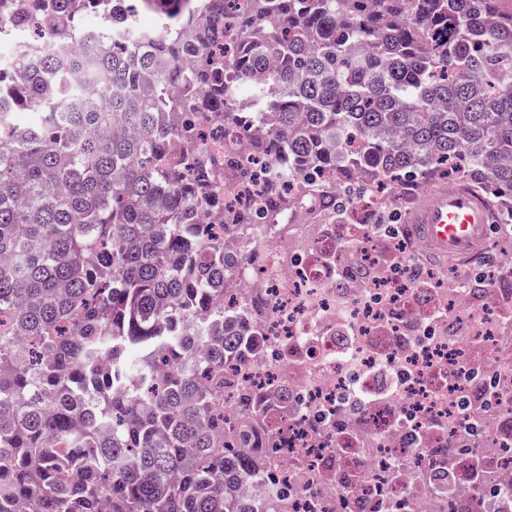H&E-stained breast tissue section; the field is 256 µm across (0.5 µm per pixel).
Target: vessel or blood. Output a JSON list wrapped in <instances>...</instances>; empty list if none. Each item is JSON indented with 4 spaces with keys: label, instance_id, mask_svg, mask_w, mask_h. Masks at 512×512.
Returning a JSON list of instances; mask_svg holds the SVG:
<instances>
[{
    "label": "vessel or blood",
    "instance_id": "b4317fda",
    "mask_svg": "<svg viewBox=\"0 0 512 512\" xmlns=\"http://www.w3.org/2000/svg\"><path fill=\"white\" fill-rule=\"evenodd\" d=\"M404 222L408 237L426 255L465 261L488 249L494 218L482 195L451 182L415 193Z\"/></svg>",
    "mask_w": 512,
    "mask_h": 512
}]
</instances>
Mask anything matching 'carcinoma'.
Wrapping results in <instances>:
<instances>
[{"mask_svg":"<svg viewBox=\"0 0 512 512\" xmlns=\"http://www.w3.org/2000/svg\"><path fill=\"white\" fill-rule=\"evenodd\" d=\"M127 2L133 23L115 29L122 0H0V512H280L286 468L266 499L240 493L268 478L288 424L224 376L260 358L264 303L236 266L265 248L259 225L297 210L287 179L328 225L381 176L404 195L460 180L512 238V14L498 0ZM205 112L266 125L250 143L266 176L228 210L221 182L255 173L207 149ZM205 209L252 233V252L226 254ZM346 260L345 278L372 276ZM226 290L246 314L217 304ZM358 415L309 420L346 443L326 472L343 490ZM493 415L511 444L512 410ZM479 437L426 449L440 495L459 471L491 485Z\"/></svg>","mask_w":512,"mask_h":512,"instance_id":"obj_1","label":"carcinoma"}]
</instances>
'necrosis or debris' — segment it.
<instances>
[{"label": "necrosis or debris", "instance_id": "necrosis-or-debris-1", "mask_svg": "<svg viewBox=\"0 0 512 512\" xmlns=\"http://www.w3.org/2000/svg\"><path fill=\"white\" fill-rule=\"evenodd\" d=\"M292 225L289 232L265 225L267 247L239 272L265 297L261 329L269 358L239 368L236 379L264 392L272 378L299 393L300 403L288 406V439L279 449L295 465L334 459V438L301 441L304 407L331 411L361 399L360 448L350 460L361 481L348 495L312 484L284 499L282 512H321L329 501L340 502L342 512H370L376 499L370 471L381 461L393 462L407 488L397 494L394 512H446L443 498L420 476L428 468L421 451L432 445L428 424L443 421L456 436L463 366L488 381L506 380L512 399V296L494 288L474 295L424 265L416 246L386 247L369 224H345L325 236L304 203ZM340 238L372 252V280L341 281L342 262L323 261V251L335 250ZM414 275L430 282L427 295L409 287ZM470 418L480 428L482 455L496 464L498 485L512 489V450L498 442L494 424L475 411Z\"/></svg>", "mask_w": 512, "mask_h": 512}]
</instances>
